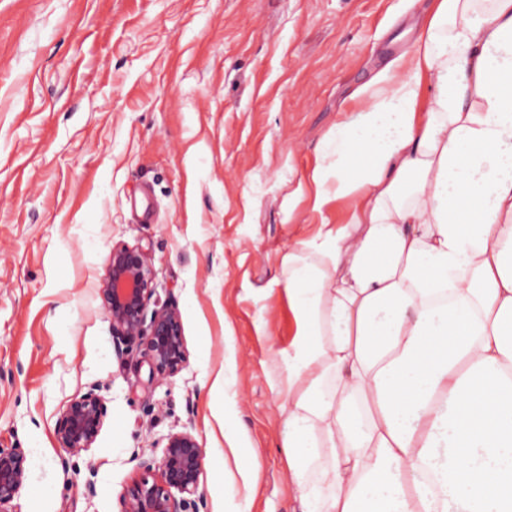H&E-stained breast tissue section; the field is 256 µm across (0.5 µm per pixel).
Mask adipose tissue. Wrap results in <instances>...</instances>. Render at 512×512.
<instances>
[{
	"instance_id": "1",
	"label": "adipose tissue",
	"mask_w": 512,
	"mask_h": 512,
	"mask_svg": "<svg viewBox=\"0 0 512 512\" xmlns=\"http://www.w3.org/2000/svg\"><path fill=\"white\" fill-rule=\"evenodd\" d=\"M311 174L283 445L301 512H512V0H434Z\"/></svg>"
}]
</instances>
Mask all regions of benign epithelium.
I'll return each instance as SVG.
<instances>
[{"label":"benign epithelium","instance_id":"7a95c632","mask_svg":"<svg viewBox=\"0 0 512 512\" xmlns=\"http://www.w3.org/2000/svg\"><path fill=\"white\" fill-rule=\"evenodd\" d=\"M156 273L151 257L139 248H112L99 295L117 344H135L149 366V381L178 374L187 361L178 308H150ZM106 406L95 387L69 401L55 427L57 443L78 455L93 447L103 427ZM203 448L188 431L167 437L161 460L142 461L140 475L120 498V512H188L196 506ZM27 458L21 448H0V512H14L13 501L27 479Z\"/></svg>","mask_w":512,"mask_h":512}]
</instances>
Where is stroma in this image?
<instances>
[{"label": "stroma", "instance_id": "stroma-1", "mask_svg": "<svg viewBox=\"0 0 512 512\" xmlns=\"http://www.w3.org/2000/svg\"><path fill=\"white\" fill-rule=\"evenodd\" d=\"M431 0H0V448L42 449L15 512H120L169 434L204 451L198 512H234L217 468L232 417L257 459L249 512H301L282 446L296 322L276 278L338 224L311 173L357 90L414 51ZM139 247L187 363L149 382L96 296L113 246ZM233 361L234 390L212 383ZM96 387L97 440L55 424ZM95 387L71 399L60 413L55 427L59 448L79 455L93 447L103 427L106 406Z\"/></svg>", "mask_w": 512, "mask_h": 512}]
</instances>
